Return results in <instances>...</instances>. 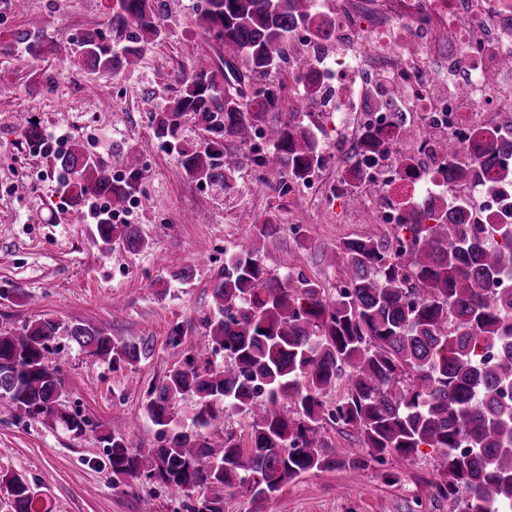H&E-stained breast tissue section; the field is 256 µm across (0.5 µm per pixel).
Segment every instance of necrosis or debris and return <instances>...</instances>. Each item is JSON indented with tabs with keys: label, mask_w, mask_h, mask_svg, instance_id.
<instances>
[{
	"label": "necrosis or debris",
	"mask_w": 512,
	"mask_h": 512,
	"mask_svg": "<svg viewBox=\"0 0 512 512\" xmlns=\"http://www.w3.org/2000/svg\"><path fill=\"white\" fill-rule=\"evenodd\" d=\"M447 8L462 22L449 28L452 50L446 54L432 33ZM318 15L331 19L335 29L317 66L322 83L335 93L326 122L351 114L359 128L379 131L388 142L383 151H361L337 170L334 182H323L321 168H313L304 190L327 209L347 185L359 184V199L369 205L375 223L393 229L408 223L412 208L430 206L442 192L467 201L477 224L512 212V188L447 181V160L435 147L438 139L451 138L459 145L456 163H474V143L502 131L503 118L512 115V88H489L475 80L447 89L429 64L433 58L450 64L462 57L480 72L512 56V0H319ZM402 32L412 47L397 52L393 46ZM355 61L365 71L358 87L347 79ZM394 96L402 99L408 123L420 131L414 141H390L393 115L373 106L374 100Z\"/></svg>",
	"instance_id": "4bbe7bcc"
}]
</instances>
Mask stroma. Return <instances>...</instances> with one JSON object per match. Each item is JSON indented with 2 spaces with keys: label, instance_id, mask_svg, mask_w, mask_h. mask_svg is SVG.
Returning a JSON list of instances; mask_svg holds the SVG:
<instances>
[{
  "label": "stroma",
  "instance_id": "obj_1",
  "mask_svg": "<svg viewBox=\"0 0 512 512\" xmlns=\"http://www.w3.org/2000/svg\"><path fill=\"white\" fill-rule=\"evenodd\" d=\"M194 3L170 0L165 40L129 71L61 69L49 55L0 62V79L11 86L0 96V286L23 293L0 299V331L17 332L43 318L62 324L47 361L63 379L62 408L87 422L77 436L0 405V473L25 475L52 512H140L146 497L153 512H186L188 497L176 486L114 476L105 437L120 431L130 447H159L156 427L141 418L147 389L186 359L200 366L222 363L202 326L211 308V280L225 251L251 244L254 225L270 218L281 226L260 252L271 274L297 266L320 280L330 298L344 277L342 266L329 262L338 241L384 231L358 201L336 202L333 216L325 218L318 200L293 204L257 186L249 168L237 175L239 192L225 194L186 177L176 153L151 146L145 98L162 104L173 97L193 56L206 47L191 22ZM107 12L108 0H0V29L41 28L64 49L100 26ZM31 119L46 131L67 130L113 170L120 150H145L147 176L133 218L146 241L141 252L119 244L101 249L93 225L70 223L53 151L32 154L20 136ZM291 224L309 225V240L297 244L287 230ZM181 267L192 270L188 282L171 277ZM178 322L188 333L175 347L167 333ZM74 324L106 330L122 342L151 340L154 351L134 367L100 361L68 335ZM396 469L404 470V481L387 482L386 473ZM435 476L436 451L424 445L406 460L305 474L268 499L225 493L224 512H455L452 501L432 495Z\"/></svg>",
  "mask_w": 512,
  "mask_h": 512
}]
</instances>
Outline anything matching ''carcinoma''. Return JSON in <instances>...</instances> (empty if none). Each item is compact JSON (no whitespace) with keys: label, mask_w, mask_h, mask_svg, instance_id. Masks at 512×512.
<instances>
[{"label":"carcinoma","mask_w":512,"mask_h":512,"mask_svg":"<svg viewBox=\"0 0 512 512\" xmlns=\"http://www.w3.org/2000/svg\"><path fill=\"white\" fill-rule=\"evenodd\" d=\"M316 0H197L193 25L234 61L223 67L203 52L182 78V88L148 119L159 145L173 150L186 175L239 192L237 172L250 165L261 181L285 196L321 161L320 125L310 112L326 94L321 85L303 90L302 109L278 112L281 88L273 72L288 66L312 72L319 54H300L291 44L295 25L315 16ZM166 0H115L101 27L80 34L61 54L66 63L96 73L123 72L166 36ZM0 39V54L39 57L56 48L40 28H17ZM395 136L409 142L419 131L406 124L396 102ZM191 119L206 136L204 150L179 144ZM262 131L264 153H246ZM448 179H480L500 155H512V137L492 139L470 167L452 163L458 146L439 144ZM143 151L123 156L124 174L112 173L73 141L55 152L59 190L70 212L84 215L85 200H105L118 211L140 191ZM426 223L394 236L346 238L334 260L343 265V286L325 296L319 281L303 274L283 279L265 269L260 249L224 252L211 281V308L203 328L224 367L188 360L147 390L144 417L163 435L148 452L128 446L120 433L108 438L112 473L131 480L157 478L193 497L188 512H224L218 489L254 498L275 496L285 484L336 465L362 470L387 456L408 459L422 445L435 449L438 479L433 494L458 512H512V292L493 288L512 279V222L468 223V206L444 197ZM95 244L119 241L128 251L144 248L133 224H114L103 213ZM408 235L410 247L395 241ZM60 330L42 319L18 333L0 332V402L32 419L59 424L75 435L86 425L57 407L63 386L46 364L49 343ZM69 335L88 355L134 366L153 346L120 343L101 329L76 324ZM346 379L345 396L329 409L325 398ZM196 398L191 423L174 415L175 400ZM293 407L288 415L279 405ZM250 419V446L233 432L205 437L224 416ZM327 420L356 429L368 457L351 458L329 441ZM12 512H40L42 501L20 474L0 475Z\"/></svg>","instance_id":"cac0c4a2"}]
</instances>
